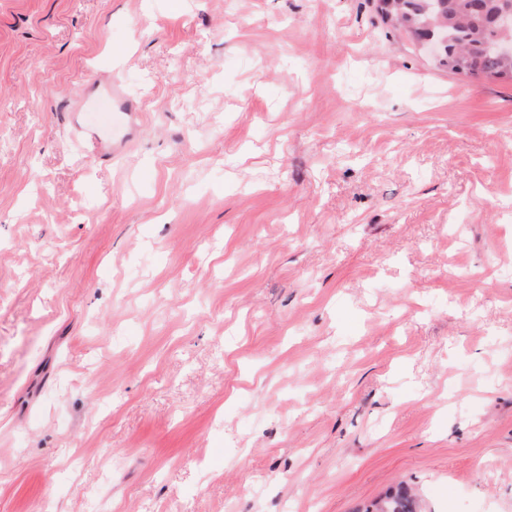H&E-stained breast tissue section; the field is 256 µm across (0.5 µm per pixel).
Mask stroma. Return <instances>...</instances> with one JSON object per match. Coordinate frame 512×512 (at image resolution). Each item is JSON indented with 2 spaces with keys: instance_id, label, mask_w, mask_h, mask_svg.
<instances>
[{
  "instance_id": "obj_1",
  "label": "stroma",
  "mask_w": 512,
  "mask_h": 512,
  "mask_svg": "<svg viewBox=\"0 0 512 512\" xmlns=\"http://www.w3.org/2000/svg\"><path fill=\"white\" fill-rule=\"evenodd\" d=\"M401 483L512 512V83L373 0H0V512ZM107 99H103L99 101L100 107H105L112 112H98L99 119L101 121L102 126L108 125L111 121L114 123V116L119 115L130 116L131 117V125H133V119L135 115L133 114L132 106L128 105L125 100V94L122 89L118 86H114L109 92H107Z\"/></svg>"
}]
</instances>
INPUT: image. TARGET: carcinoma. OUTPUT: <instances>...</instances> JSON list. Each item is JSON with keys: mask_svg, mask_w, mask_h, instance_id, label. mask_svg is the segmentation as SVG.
Wrapping results in <instances>:
<instances>
[{"mask_svg": "<svg viewBox=\"0 0 512 512\" xmlns=\"http://www.w3.org/2000/svg\"><path fill=\"white\" fill-rule=\"evenodd\" d=\"M512 12V0H377L380 21L419 41L445 35L437 62L448 71L476 80L512 82V58L493 49L503 39L500 15ZM372 512H420L421 505L405 487L387 492Z\"/></svg>", "mask_w": 512, "mask_h": 512, "instance_id": "carcinoma-1", "label": "carcinoma"}]
</instances>
